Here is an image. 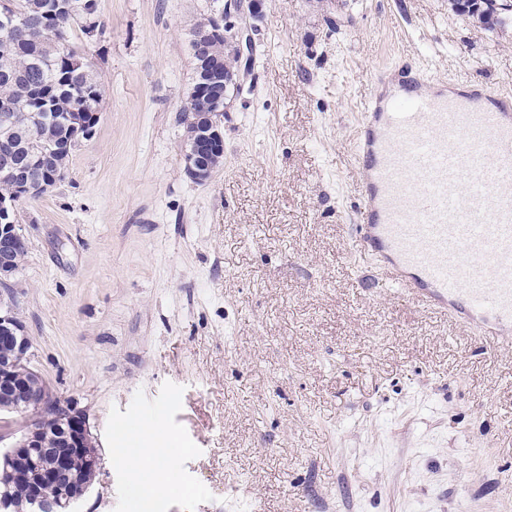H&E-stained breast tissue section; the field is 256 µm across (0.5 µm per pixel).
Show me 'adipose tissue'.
Segmentation results:
<instances>
[{"instance_id": "ef3b65f1", "label": "adipose tissue", "mask_w": 512, "mask_h": 512, "mask_svg": "<svg viewBox=\"0 0 512 512\" xmlns=\"http://www.w3.org/2000/svg\"><path fill=\"white\" fill-rule=\"evenodd\" d=\"M123 436L126 446L114 454L113 462L135 474L139 490L146 494L176 491L179 449L154 447L128 429Z\"/></svg>"}]
</instances>
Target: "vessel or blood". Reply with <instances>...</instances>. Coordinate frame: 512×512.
I'll return each instance as SVG.
<instances>
[{"label":"vessel or blood","instance_id":"1","mask_svg":"<svg viewBox=\"0 0 512 512\" xmlns=\"http://www.w3.org/2000/svg\"><path fill=\"white\" fill-rule=\"evenodd\" d=\"M353 245L418 305L512 345V95L393 66L364 102Z\"/></svg>","mask_w":512,"mask_h":512}]
</instances>
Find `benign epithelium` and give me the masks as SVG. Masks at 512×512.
I'll list each match as a JSON object with an SVG mask.
<instances>
[{
    "mask_svg": "<svg viewBox=\"0 0 512 512\" xmlns=\"http://www.w3.org/2000/svg\"><path fill=\"white\" fill-rule=\"evenodd\" d=\"M263 0H216L211 18L221 25L224 39L237 53V63L224 71V94L217 98L216 112H182L186 137L183 169L194 182H208L216 167L210 156L224 151V135L217 116L230 109L234 95L243 90L254 61L255 36L263 16ZM0 174L15 177L19 194L0 192V288L10 287L27 252V241L11 216L17 201L41 195L54 185L49 177L31 185L16 162L11 144L0 139ZM31 342L22 320L16 315L11 300L0 295V389L10 393L11 402L0 404V414L20 413V434L11 438L8 449L0 454L3 475L12 479L23 472H33L36 483L31 486L32 500L45 512H65L80 501L90 489L84 478L99 469L96 440L86 415L71 403H64L53 392L42 375L30 366ZM54 429L67 443L65 448H52L46 434ZM55 489L48 496L44 487Z\"/></svg>",
    "mask_w": 512,
    "mask_h": 512,
    "instance_id": "obj_1",
    "label": "benign epithelium"
}]
</instances>
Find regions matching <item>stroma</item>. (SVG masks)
Segmentation results:
<instances>
[{
	"label": "stroma",
	"instance_id": "stroma-1",
	"mask_svg": "<svg viewBox=\"0 0 512 512\" xmlns=\"http://www.w3.org/2000/svg\"><path fill=\"white\" fill-rule=\"evenodd\" d=\"M73 40L104 89L63 177L20 202L31 364L101 465L75 512H134L119 426L184 453L150 512H512V347L423 308L354 250L359 106L377 71L512 91V28L450 0H264L254 67L183 172L209 0H98Z\"/></svg>",
	"mask_w": 512,
	"mask_h": 512
}]
</instances>
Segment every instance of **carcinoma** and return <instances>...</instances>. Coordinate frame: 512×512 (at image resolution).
<instances>
[{
  "instance_id": "cac0c4a2",
  "label": "carcinoma",
  "mask_w": 512,
  "mask_h": 512,
  "mask_svg": "<svg viewBox=\"0 0 512 512\" xmlns=\"http://www.w3.org/2000/svg\"><path fill=\"white\" fill-rule=\"evenodd\" d=\"M9 11L31 22L24 35L0 29V99L13 102L19 122L11 128L17 158L32 182L51 175L61 178L73 147L72 118L84 113V121L102 114L103 91L89 69L73 60L85 56L70 41L73 27L84 30V18L98 13L97 0H69L72 8L60 9L63 0H8ZM461 14L490 28L512 26V12L498 10L495 0H452ZM58 151L43 161L47 144ZM11 506L9 512H33L21 490L0 483V499Z\"/></svg>"
}]
</instances>
